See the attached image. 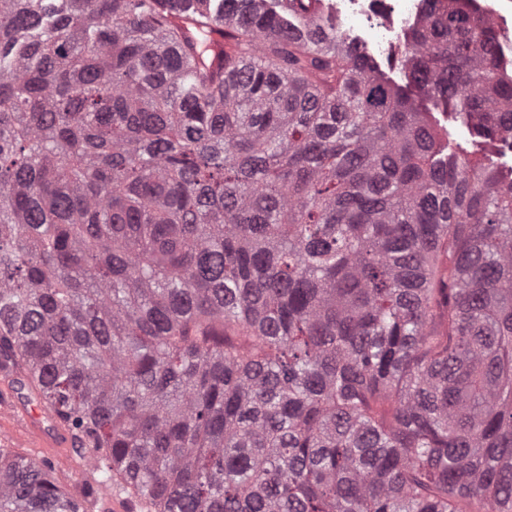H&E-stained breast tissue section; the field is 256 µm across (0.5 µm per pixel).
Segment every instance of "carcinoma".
<instances>
[{
	"instance_id": "obj_1",
	"label": "carcinoma",
	"mask_w": 512,
	"mask_h": 512,
	"mask_svg": "<svg viewBox=\"0 0 512 512\" xmlns=\"http://www.w3.org/2000/svg\"><path fill=\"white\" fill-rule=\"evenodd\" d=\"M222 2L0 0V371L130 512H512V172L410 91L512 137L494 28L428 6L403 86ZM0 512L86 510L0 448ZM411 90L417 102L426 112H429L432 125L440 131L443 138L448 137L452 142L461 144L469 151L487 156L506 173L512 168V153L508 150V145L500 141L485 142L456 121L450 113H446L443 107L435 106L433 101L417 89L411 88Z\"/></svg>"
}]
</instances>
